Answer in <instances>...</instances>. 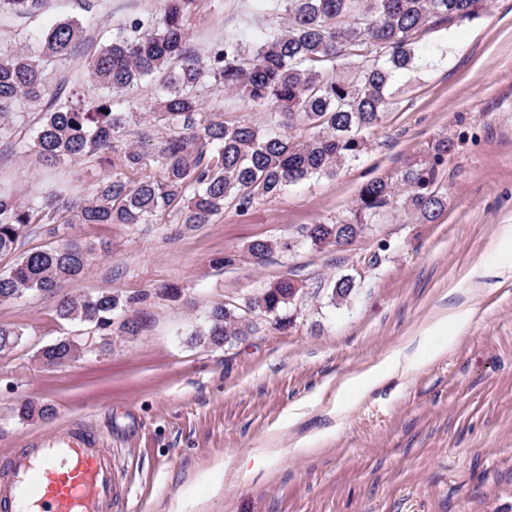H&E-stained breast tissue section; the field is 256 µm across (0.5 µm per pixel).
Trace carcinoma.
Returning a JSON list of instances; mask_svg holds the SVG:
<instances>
[{
    "instance_id": "1",
    "label": "carcinoma",
    "mask_w": 512,
    "mask_h": 512,
    "mask_svg": "<svg viewBox=\"0 0 512 512\" xmlns=\"http://www.w3.org/2000/svg\"><path fill=\"white\" fill-rule=\"evenodd\" d=\"M487 0H267L288 15L269 30L240 29L204 56L190 42L186 16L196 0H167L163 14L140 15L113 29L87 61L86 75L107 93L87 102L81 93L61 97L47 77L68 59L93 17L66 18L33 34L22 48L0 46V140L13 136L14 118L37 103L42 116L31 139L49 167L97 164L111 175L78 200L21 203L0 190V254L16 250L34 224L51 236L70 224H155L166 217L186 227L212 223L233 205L245 210L315 176H335L367 149V139L390 106L394 77L411 69L422 34L478 17ZM46 0H0V14L29 18ZM160 79L150 122L137 139L126 138L129 113L116 94ZM209 82L239 100L271 107L281 116L273 131L250 121L228 124L203 108L198 87ZM306 135H294L296 125ZM454 150L444 137L400 170L365 184L356 208L331 222L310 224L301 236L315 248L342 246L361 235L382 211L402 210L422 224L446 209L443 169ZM280 248L274 239L252 241L251 262L262 265ZM95 246L65 241L31 251L0 272V303L30 292L51 294L78 278ZM353 280L333 282L330 298L349 297ZM299 288L290 278L249 298L246 311L214 309L194 339L215 347L252 334L248 310L279 316ZM126 301L112 293L64 297L56 314L96 329L112 326ZM23 331L0 325V354L12 352ZM81 343L60 338L39 351L41 363L58 366L85 355ZM22 419L45 418L47 407L23 402Z\"/></svg>"
}]
</instances>
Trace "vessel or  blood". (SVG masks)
<instances>
[{"label":"vessel or blood","instance_id":"b4317fda","mask_svg":"<svg viewBox=\"0 0 512 512\" xmlns=\"http://www.w3.org/2000/svg\"><path fill=\"white\" fill-rule=\"evenodd\" d=\"M125 495L111 449L84 424L11 453L0 468V512H114Z\"/></svg>","mask_w":512,"mask_h":512}]
</instances>
